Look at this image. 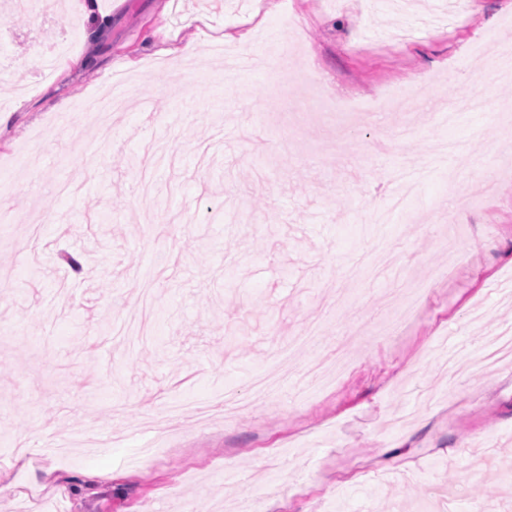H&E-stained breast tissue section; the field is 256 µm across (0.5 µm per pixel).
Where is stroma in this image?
Wrapping results in <instances>:
<instances>
[{"mask_svg": "<svg viewBox=\"0 0 512 512\" xmlns=\"http://www.w3.org/2000/svg\"><path fill=\"white\" fill-rule=\"evenodd\" d=\"M99 2L103 40L65 0L35 15L0 0V458L27 451L0 502L512 512V362L481 363L512 332V80L494 67L512 0L451 23L448 0ZM190 14L206 25L188 64L160 28ZM242 33L268 65L233 83ZM76 55L92 66L62 71ZM120 76L124 111L89 119L83 101ZM390 86L416 106L377 107ZM472 90L493 108L449 113ZM89 157L94 175L61 194ZM146 287L147 335L102 332ZM311 327L317 344L254 401ZM228 391L245 412L225 416ZM172 405L211 407L210 427L153 431ZM149 435L167 452L134 466Z\"/></svg>", "mask_w": 512, "mask_h": 512, "instance_id": "stroma-1", "label": "stroma"}]
</instances>
